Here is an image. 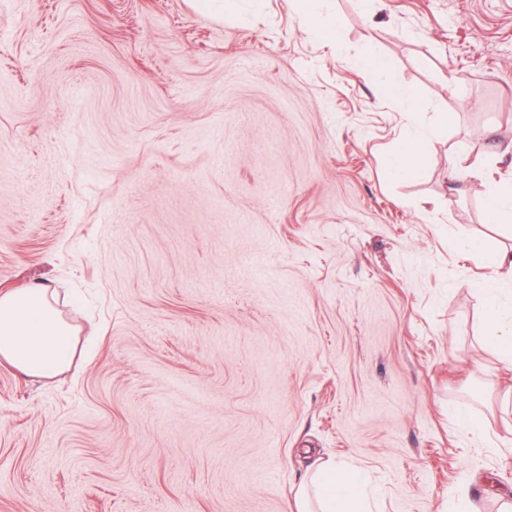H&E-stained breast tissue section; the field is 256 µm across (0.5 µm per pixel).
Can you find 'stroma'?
<instances>
[{
    "mask_svg": "<svg viewBox=\"0 0 512 512\" xmlns=\"http://www.w3.org/2000/svg\"><path fill=\"white\" fill-rule=\"evenodd\" d=\"M321 10L335 39L305 0H0V292L96 333L54 380L0 364V512H293L328 460L379 512L512 497L469 247L512 248L470 175L512 142V0ZM423 168L421 153L411 139L401 142L391 161V174L402 179H414Z\"/></svg>",
    "mask_w": 512,
    "mask_h": 512,
    "instance_id": "1",
    "label": "stroma"
}]
</instances>
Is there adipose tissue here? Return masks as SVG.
<instances>
[{"label": "adipose tissue", "instance_id": "adipose-tissue-1", "mask_svg": "<svg viewBox=\"0 0 512 512\" xmlns=\"http://www.w3.org/2000/svg\"><path fill=\"white\" fill-rule=\"evenodd\" d=\"M492 270L476 284L487 299L485 336L504 363L512 365V309L496 293L512 284V252L485 253ZM81 330L58 307L57 290L33 283L0 294V361L21 373L52 380L65 374L76 355ZM296 512H375L354 469L329 461L312 470L296 496Z\"/></svg>", "mask_w": 512, "mask_h": 512}]
</instances>
